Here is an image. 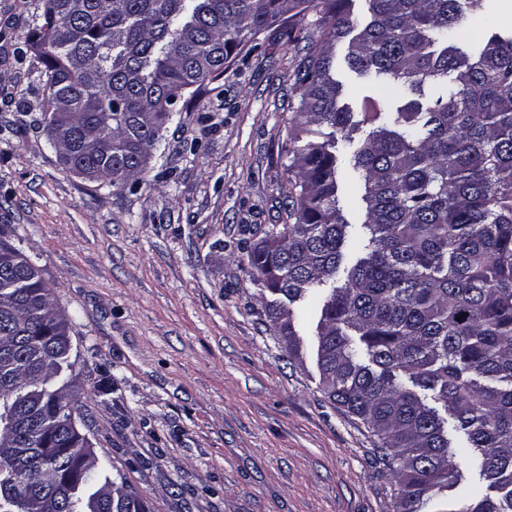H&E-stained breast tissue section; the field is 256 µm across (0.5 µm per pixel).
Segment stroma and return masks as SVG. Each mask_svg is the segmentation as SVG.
<instances>
[{"label": "stroma", "instance_id": "obj_1", "mask_svg": "<svg viewBox=\"0 0 512 512\" xmlns=\"http://www.w3.org/2000/svg\"><path fill=\"white\" fill-rule=\"evenodd\" d=\"M44 0H0V238L36 258L74 324L81 429L151 512H395L376 439L323 392L312 349L288 355L247 247L285 224L284 146L300 53L259 35L184 96L134 189L65 170L38 127L45 69L31 50ZM337 76L354 111L405 103ZM202 144L199 155L187 142Z\"/></svg>", "mask_w": 512, "mask_h": 512}]
</instances>
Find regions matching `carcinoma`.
<instances>
[{
	"label": "carcinoma",
	"instance_id": "carcinoma-1",
	"mask_svg": "<svg viewBox=\"0 0 512 512\" xmlns=\"http://www.w3.org/2000/svg\"><path fill=\"white\" fill-rule=\"evenodd\" d=\"M35 24L45 68L43 130L61 161L116 189L145 171L163 139V103L197 94L276 17L305 55L294 70L285 209L292 223L264 232L249 254L254 278L288 304L266 315L288 353L300 350L287 305L326 291L315 327L324 392L377 438L395 480L396 512H427L461 478L453 458L475 456L486 488L459 512H512V34L468 53L459 27L489 0H51ZM315 19L307 28L294 19ZM323 45L314 52V35ZM350 70L419 96L423 106L357 114L341 103L333 49ZM363 204L360 234L339 205L336 133L350 142ZM0 512H138L104 498L106 466L82 464L58 413L81 411L54 380L70 367V319L42 269L0 240ZM344 283L335 285L336 275ZM467 447L448 438V419Z\"/></svg>",
	"mask_w": 512,
	"mask_h": 512
}]
</instances>
